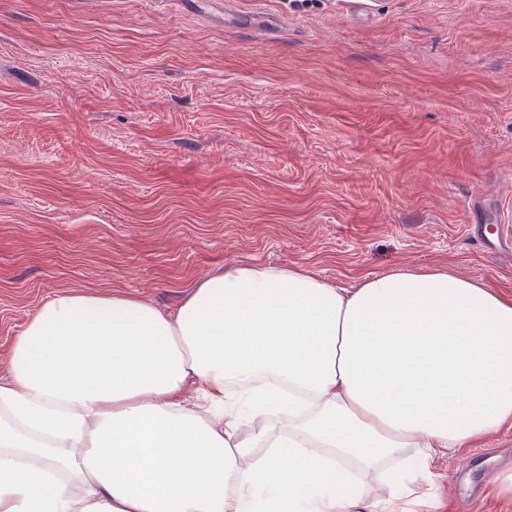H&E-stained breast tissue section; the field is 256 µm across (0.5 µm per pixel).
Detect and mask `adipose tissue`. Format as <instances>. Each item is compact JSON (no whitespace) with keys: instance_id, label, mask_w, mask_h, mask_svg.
<instances>
[{"instance_id":"adipose-tissue-1","label":"adipose tissue","mask_w":512,"mask_h":512,"mask_svg":"<svg viewBox=\"0 0 512 512\" xmlns=\"http://www.w3.org/2000/svg\"><path fill=\"white\" fill-rule=\"evenodd\" d=\"M0 366V512H374L343 458L409 478L512 429V296L446 267L224 268L169 311L58 293ZM277 412L287 437L241 438Z\"/></svg>"}]
</instances>
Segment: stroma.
<instances>
[{"instance_id": "stroma-1", "label": "stroma", "mask_w": 512, "mask_h": 512, "mask_svg": "<svg viewBox=\"0 0 512 512\" xmlns=\"http://www.w3.org/2000/svg\"><path fill=\"white\" fill-rule=\"evenodd\" d=\"M0 0V356L65 290L171 310L227 266L352 284L451 268L512 294V0ZM483 190L477 219L468 203ZM385 512H512V430Z\"/></svg>"}]
</instances>
